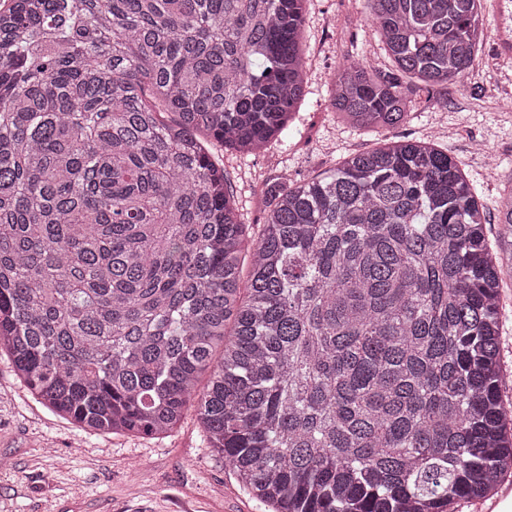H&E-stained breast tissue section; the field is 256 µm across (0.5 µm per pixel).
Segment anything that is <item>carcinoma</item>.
<instances>
[{
  "mask_svg": "<svg viewBox=\"0 0 512 512\" xmlns=\"http://www.w3.org/2000/svg\"><path fill=\"white\" fill-rule=\"evenodd\" d=\"M0 11V346L88 433L206 447L271 512H448L512 476L502 338L512 192L390 141L264 185L241 219L208 148L288 137L308 0H16ZM388 65L331 111L448 106L484 0H365Z\"/></svg>",
  "mask_w": 512,
  "mask_h": 512,
  "instance_id": "1",
  "label": "carcinoma"
}]
</instances>
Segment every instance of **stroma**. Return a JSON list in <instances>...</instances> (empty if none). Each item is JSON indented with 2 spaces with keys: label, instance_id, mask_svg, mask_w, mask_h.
Wrapping results in <instances>:
<instances>
[{
  "label": "stroma",
  "instance_id": "1",
  "mask_svg": "<svg viewBox=\"0 0 512 512\" xmlns=\"http://www.w3.org/2000/svg\"><path fill=\"white\" fill-rule=\"evenodd\" d=\"M495 0H486L485 35L472 76L448 87L447 107L422 112L392 131L396 140H431L461 162L479 194L512 187V59L495 49ZM304 46L309 93L295 119L300 137L256 154L214 148L246 223L266 220L264 183L302 180L372 149L381 135L352 127L327 109L344 57L384 59L363 0H309ZM0 512H268L203 443L195 413L170 434L88 435L35 400L0 357Z\"/></svg>",
  "mask_w": 512,
  "mask_h": 512
}]
</instances>
